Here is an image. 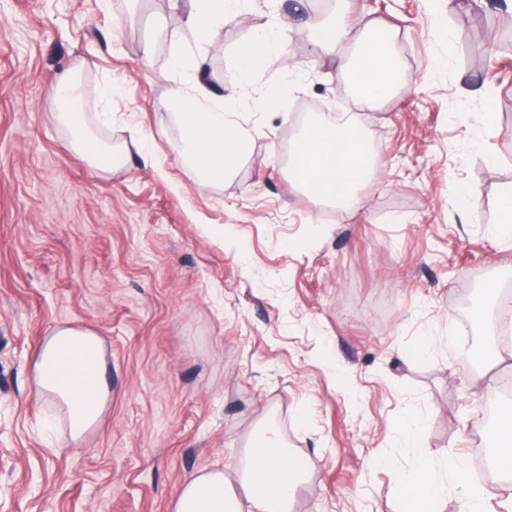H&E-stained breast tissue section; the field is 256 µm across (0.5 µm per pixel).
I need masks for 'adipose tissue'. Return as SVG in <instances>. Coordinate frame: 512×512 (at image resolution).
I'll list each match as a JSON object with an SVG mask.
<instances>
[{
	"instance_id": "obj_1",
	"label": "adipose tissue",
	"mask_w": 512,
	"mask_h": 512,
	"mask_svg": "<svg viewBox=\"0 0 512 512\" xmlns=\"http://www.w3.org/2000/svg\"><path fill=\"white\" fill-rule=\"evenodd\" d=\"M237 0H188L185 28L197 40L206 38L231 14ZM333 16L317 37L322 52L353 59L346 74L362 97L379 99L389 93L399 73L391 52V35L365 27L355 42H347L348 0H337ZM81 83L77 75L63 76L51 99L73 142L89 157L106 156L111 164L124 161V145H109L88 136L80 113ZM180 122V154L201 181L223 180L248 152L251 135L235 123L222 100L203 87L179 86L171 93ZM376 163V156L352 117L339 115L335 127L313 126L300 138L290 167L293 180L316 201L341 210L358 206V189ZM107 361L99 336L75 324L56 326L42 345L35 365L41 393L57 403L72 442H81L101 420L110 396ZM468 462L451 456L437 463L420 457L398 484L396 512H436L447 493L446 478L465 481ZM304 472L286 443L271 427H258L243 455L235 479L223 471L203 470L179 491L173 512H290L289 504Z\"/></svg>"
}]
</instances>
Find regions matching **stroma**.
Wrapping results in <instances>:
<instances>
[{"mask_svg": "<svg viewBox=\"0 0 512 512\" xmlns=\"http://www.w3.org/2000/svg\"><path fill=\"white\" fill-rule=\"evenodd\" d=\"M329 4L241 0L196 40L170 0H0V512H172L198 471L235 473L260 422L306 471L292 512H394L395 479L419 456L495 447L485 412L512 362L475 385L455 339L479 336L463 304L485 287L512 302L499 237L512 49L481 34L512 22V0H350V37L389 32L402 73L374 101L341 82L343 56L299 33ZM270 29L278 52L244 77L240 46ZM177 48L204 58L198 76L171 67ZM76 66L91 131L144 151L114 167L64 148L51 92ZM106 80L121 90L105 124ZM196 82L251 133L207 185L179 154L170 101ZM340 111L376 155L348 211L298 187L284 154ZM65 323L100 336L110 369L104 415L77 445L34 382ZM408 412L421 439L399 424Z\"/></svg>", "mask_w": 512, "mask_h": 512, "instance_id": "stroma-1", "label": "stroma"}]
</instances>
